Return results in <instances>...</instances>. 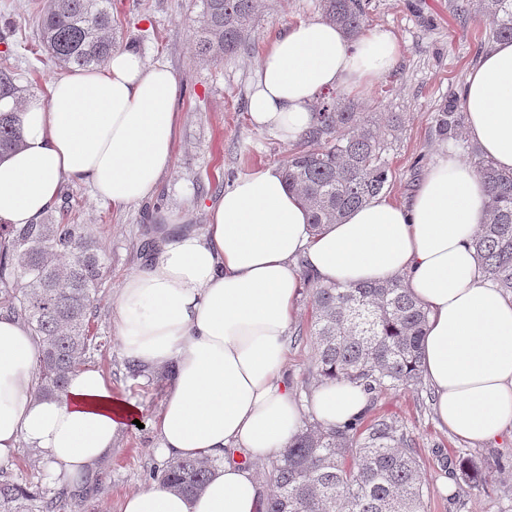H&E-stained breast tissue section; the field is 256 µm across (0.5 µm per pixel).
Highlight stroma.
<instances>
[{
    "label": "stroma",
    "instance_id": "1",
    "mask_svg": "<svg viewBox=\"0 0 512 512\" xmlns=\"http://www.w3.org/2000/svg\"><path fill=\"white\" fill-rule=\"evenodd\" d=\"M40 0H0V61H7L24 93L45 91L62 71L38 51ZM465 0H370L367 28L391 31L399 59L390 72L354 98L372 112H399L402 134L388 155L395 200L408 197L441 144L435 112L441 101L460 94L466 76L487 47L488 22L477 12H460ZM319 0H259L245 44L219 62L196 56L194 31L201 0H114L115 37L135 46L150 61L168 65L178 85L181 124L174 143L173 167L152 198L114 208L96 202L89 188L67 179L58 204L44 219L87 225L105 258V275L89 319L91 334L105 344L87 354V365L105 370L113 385L143 408L139 425L121 435L101 462L99 490L83 500L78 512H120L124 497L153 480L165 462L156 453L151 419L163 397L165 377L140 379L128 369L112 331L111 299L124 278L141 262L142 243L151 228L170 221L204 227L208 206L225 188L253 168L275 165L291 147L273 134L252 127L247 118L254 70L269 42L301 21L320 17ZM298 315L288 335L286 377L298 399H307L318 379L312 375L315 338L313 295L304 288ZM430 385L375 395L368 418L388 416L401 426L416 449L424 483V512H512V427L490 443L455 439L439 427ZM469 454L485 479L478 486L457 481L455 493L442 487L459 455ZM0 476L32 487L43 496L56 489L29 449H21Z\"/></svg>",
    "mask_w": 512,
    "mask_h": 512
}]
</instances>
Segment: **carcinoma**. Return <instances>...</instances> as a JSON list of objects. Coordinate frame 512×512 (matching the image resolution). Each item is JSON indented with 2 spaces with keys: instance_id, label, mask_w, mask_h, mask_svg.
Returning a JSON list of instances; mask_svg holds the SVG:
<instances>
[{
  "instance_id": "carcinoma-1",
  "label": "carcinoma",
  "mask_w": 512,
  "mask_h": 512,
  "mask_svg": "<svg viewBox=\"0 0 512 512\" xmlns=\"http://www.w3.org/2000/svg\"><path fill=\"white\" fill-rule=\"evenodd\" d=\"M490 24L488 40L512 39V0H474ZM258 0H203L196 52L207 61L231 55L249 36ZM322 17L350 36L364 31L363 0H320ZM38 42L61 68L103 64L117 48L112 37V0H45ZM12 71L0 68V97H20ZM315 121L282 163L288 189L307 205L312 224H333L390 186L387 155L403 126L398 112H367L331 95L318 98ZM454 101H442L435 131L446 138L459 124ZM20 132L11 112H0V152L16 149ZM469 162L487 188L486 219L472 246L482 278L512 295V172L497 169L468 147ZM11 250L0 254V303L38 339V391L64 390L93 337L89 314L105 273L96 239L84 224L0 225ZM315 369L321 379L348 380L368 395L422 383L420 342L425 311L399 279L354 286L313 284ZM214 464L186 458L170 462L160 480L192 496L208 481ZM466 484H476L472 458L459 457ZM89 475L82 487L66 484L57 496L38 500L17 482L0 479V512H19L40 501L39 512H63L98 485ZM274 490L265 512H422L423 482L414 449L391 418L343 428L310 426L283 449L273 467Z\"/></svg>"
}]
</instances>
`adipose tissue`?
<instances>
[{"label": "adipose tissue", "instance_id": "adipose-tissue-1", "mask_svg": "<svg viewBox=\"0 0 512 512\" xmlns=\"http://www.w3.org/2000/svg\"><path fill=\"white\" fill-rule=\"evenodd\" d=\"M398 56L396 37L382 28L352 38L323 19L290 26L259 61L250 122L296 143L321 93L357 91ZM177 96L167 65L118 49L46 92L0 98L22 138L0 155V222L36 223L66 178L116 208L150 198L172 167ZM462 109L470 142L497 168L512 169V41L482 54ZM485 200L477 170L444 146L408 199L376 196L318 230L277 166L225 188L204 229L157 228L153 251L112 298V325L142 373H168L153 420L157 453L217 466L194 497L156 482L128 494L121 512H264L254 462L281 453L304 414L326 428L363 414L367 396L356 384L323 381L304 403L288 389L287 337L308 277L343 285L402 279L428 313L421 369L439 425L459 440L496 439L512 423V297L483 280L471 246ZM36 353L28 326L0 313V466L27 448L50 480L71 483L111 452L141 409L89 366L70 375L63 393L39 394Z\"/></svg>", "mask_w": 512, "mask_h": 512}]
</instances>
